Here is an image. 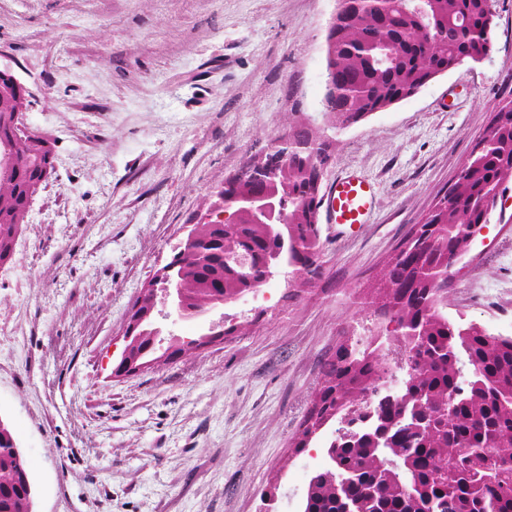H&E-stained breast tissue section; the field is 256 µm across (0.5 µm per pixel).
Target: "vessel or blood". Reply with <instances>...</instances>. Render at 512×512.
I'll use <instances>...</instances> for the list:
<instances>
[{
  "instance_id": "obj_1",
  "label": "vessel or blood",
  "mask_w": 512,
  "mask_h": 512,
  "mask_svg": "<svg viewBox=\"0 0 512 512\" xmlns=\"http://www.w3.org/2000/svg\"><path fill=\"white\" fill-rule=\"evenodd\" d=\"M376 206L374 188L368 180L353 172L336 176L323 194L321 213L325 223L337 231H354L367 223Z\"/></svg>"
}]
</instances>
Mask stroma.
I'll return each instance as SVG.
<instances>
[{"instance_id":"obj_1","label":"stroma","mask_w":512,"mask_h":512,"mask_svg":"<svg viewBox=\"0 0 512 512\" xmlns=\"http://www.w3.org/2000/svg\"><path fill=\"white\" fill-rule=\"evenodd\" d=\"M336 0H0V66L54 170L0 281V420L32 512H298L325 440L296 434L355 292L450 186L492 108L512 95V0H491L494 49L342 130L325 177L374 186L368 223L322 239L324 275L283 278L211 319L230 341L113 376L128 312L180 228L289 121L328 129ZM448 318L512 336V182L448 289Z\"/></svg>"}]
</instances>
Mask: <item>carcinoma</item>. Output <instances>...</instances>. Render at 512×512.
Returning a JSON list of instances; mask_svg holds the SVG:
<instances>
[{
  "label": "carcinoma",
  "mask_w": 512,
  "mask_h": 512,
  "mask_svg": "<svg viewBox=\"0 0 512 512\" xmlns=\"http://www.w3.org/2000/svg\"><path fill=\"white\" fill-rule=\"evenodd\" d=\"M327 35L331 129H344L416 94L438 75L487 56L497 26L489 0H349ZM5 107L25 91L0 77ZM258 170L249 160L216 200L236 218L193 226L171 261L180 264L192 309L254 295L281 269L311 289L323 275L312 215L332 141L308 122H291ZM0 260L20 225L18 208L40 183L49 151L0 129ZM512 182V98L500 101L461 174L435 208L412 225L368 278L360 310L374 333L342 340L320 362V379L295 454L339 423L327 466L311 476L302 512H512V337L448 319V273L489 223L504 181ZM275 202L286 222H257L246 194ZM368 427L351 428L375 393L394 384ZM16 439L0 420V512H31L33 489Z\"/></svg>",
  "instance_id": "1"
}]
</instances>
